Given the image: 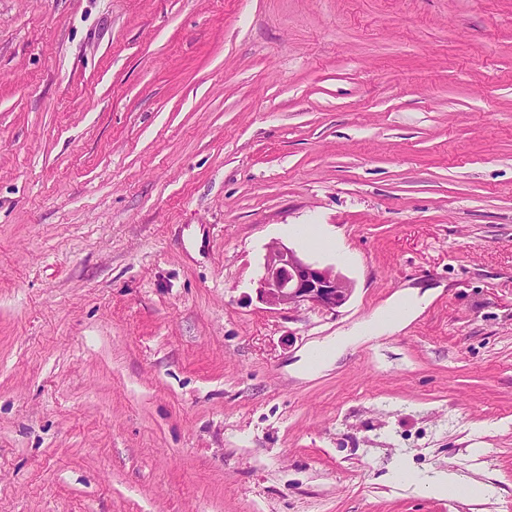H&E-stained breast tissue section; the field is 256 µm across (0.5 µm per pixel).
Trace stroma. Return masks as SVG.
I'll list each match as a JSON object with an SVG mask.
<instances>
[{
  "mask_svg": "<svg viewBox=\"0 0 512 512\" xmlns=\"http://www.w3.org/2000/svg\"><path fill=\"white\" fill-rule=\"evenodd\" d=\"M0 512H512V0H0ZM257 292L270 307L292 310L307 303L322 313L334 315L350 299L353 286L333 267L307 262L276 243L265 255ZM420 309V301L417 299L394 303L383 313L376 316L372 327L377 332L394 330L408 317L415 315ZM427 486L432 495L443 498L460 496L479 498L483 496L487 497L490 494L488 487L471 484L454 474H448L447 477L436 478Z\"/></svg>",
  "mask_w": 512,
  "mask_h": 512,
  "instance_id": "stroma-1",
  "label": "stroma"
}]
</instances>
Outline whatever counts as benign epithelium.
Returning <instances> with one entry per match:
<instances>
[{
  "label": "benign epithelium",
  "mask_w": 512,
  "mask_h": 512,
  "mask_svg": "<svg viewBox=\"0 0 512 512\" xmlns=\"http://www.w3.org/2000/svg\"><path fill=\"white\" fill-rule=\"evenodd\" d=\"M257 292L270 307L292 310L307 303L334 315L350 299L353 286L333 268L307 262L276 243L265 255Z\"/></svg>",
  "instance_id": "benign-epithelium-1"
}]
</instances>
